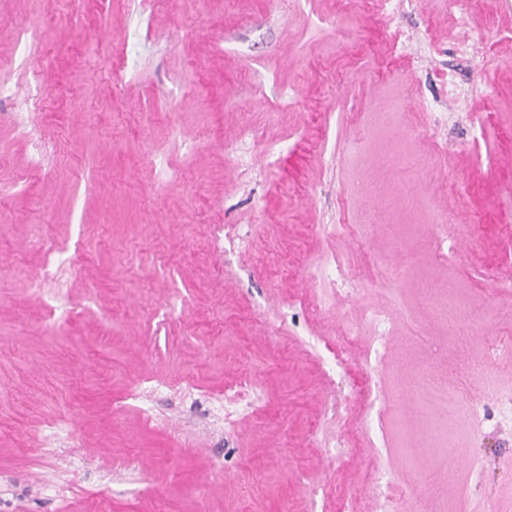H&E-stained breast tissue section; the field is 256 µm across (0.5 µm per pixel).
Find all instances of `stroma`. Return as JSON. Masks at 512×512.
<instances>
[{"label": "stroma", "instance_id": "obj_1", "mask_svg": "<svg viewBox=\"0 0 512 512\" xmlns=\"http://www.w3.org/2000/svg\"><path fill=\"white\" fill-rule=\"evenodd\" d=\"M33 68L32 119L55 146L39 169L0 101V512H303L314 485L370 502L355 475L377 467L402 512L512 497V419L492 402L449 412L413 383L481 358L432 296L477 316L479 337L512 327L497 287L512 275V13L159 0L136 29L127 0H0V83L24 90ZM475 81L492 108L449 100ZM243 127L253 179L225 151ZM341 206L360 237L323 232ZM211 224L236 225L245 248L216 249ZM440 224L459 261L423 259L392 287L404 249ZM56 250L67 268L37 280ZM337 252L358 266L348 294ZM365 308L397 326L372 396L392 440L349 467L322 447L349 431L350 387L328 360L339 324L370 340ZM244 373L267 388L263 417L220 426L213 408Z\"/></svg>", "mask_w": 512, "mask_h": 512}]
</instances>
